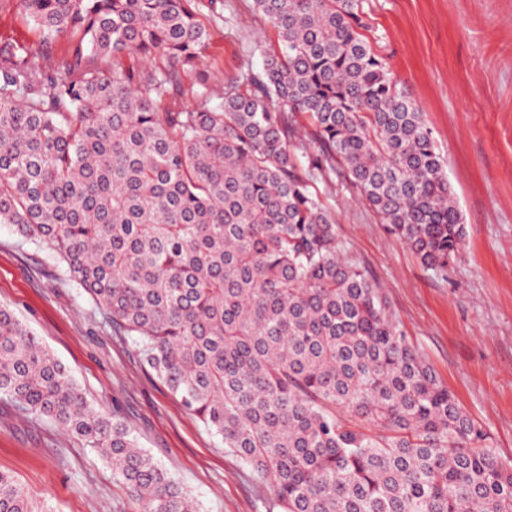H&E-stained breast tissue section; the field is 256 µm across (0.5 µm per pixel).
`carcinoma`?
<instances>
[{
  "instance_id": "carcinoma-1",
  "label": "carcinoma",
  "mask_w": 512,
  "mask_h": 512,
  "mask_svg": "<svg viewBox=\"0 0 512 512\" xmlns=\"http://www.w3.org/2000/svg\"><path fill=\"white\" fill-rule=\"evenodd\" d=\"M19 2L41 39L0 42V224L64 264L283 512H512V466L342 257L313 191L344 168L426 268L458 254L432 130L362 0H252L277 47L214 106L203 0ZM187 96L198 105H176ZM298 115L319 143L303 162ZM0 394L100 453L140 512H198L2 306ZM0 512L42 509L0 471Z\"/></svg>"
}]
</instances>
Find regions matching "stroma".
Listing matches in <instances>:
<instances>
[{"mask_svg": "<svg viewBox=\"0 0 512 512\" xmlns=\"http://www.w3.org/2000/svg\"><path fill=\"white\" fill-rule=\"evenodd\" d=\"M367 36L434 132L465 227L440 275L387 233L343 175L317 191L344 256L376 283L389 318L512 464V0H363ZM204 63L215 85L260 70L276 31L252 0H214ZM69 372L90 405L117 414L200 512H281L273 490L147 372L130 339L55 255L0 224V306ZM0 470L50 512H136L111 464L0 394Z\"/></svg>", "mask_w": 512, "mask_h": 512, "instance_id": "stroma-1", "label": "stroma"}]
</instances>
